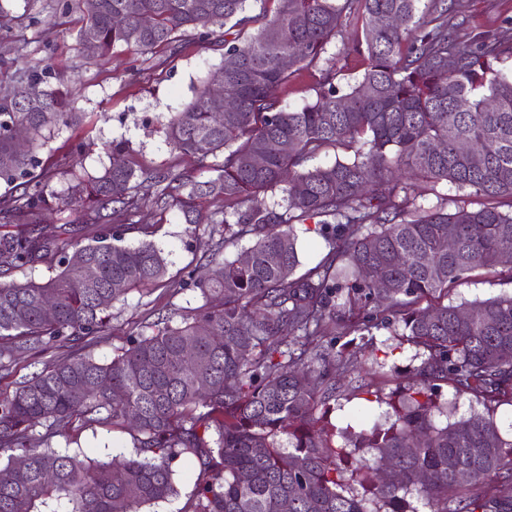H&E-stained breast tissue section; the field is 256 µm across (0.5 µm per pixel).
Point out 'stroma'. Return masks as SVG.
I'll return each mask as SVG.
<instances>
[{"instance_id": "stroma-1", "label": "stroma", "mask_w": 512, "mask_h": 512, "mask_svg": "<svg viewBox=\"0 0 512 512\" xmlns=\"http://www.w3.org/2000/svg\"><path fill=\"white\" fill-rule=\"evenodd\" d=\"M358 24L357 16L346 19L327 45L325 57L293 75L278 93L282 105L299 108L315 101L328 58L339 59L336 86H346L361 76V59L347 53ZM448 26L464 38L487 32L512 44V0H462L460 13L449 16ZM80 27L79 14L65 11L64 0H0V88L17 79L19 68H46L52 74V87L70 92L71 107L80 114L76 124L47 134L45 144L37 150L43 166L66 169L77 148L86 171L99 173L110 162L108 145L117 140L128 143L130 156L139 166L196 171L191 159L167 145L163 127L172 113L193 100L210 71L221 64L223 34L202 42L189 30L149 53L120 49L92 60L79 41ZM223 208L220 200L203 202L198 224L185 223L175 205L163 211L148 205L122 217L124 244L150 241L164 252L168 261L164 281L131 291L124 301L115 303L106 335L17 355L11 374L0 377V393H11L14 381L22 376L77 356L111 361L117 348L159 318L169 316L178 324L192 317L203 299L199 290L188 286L187 279H203L211 273L204 254L210 240L220 237L224 227L210 223L209 218ZM511 292V280L476 275L454 288L448 300L460 304ZM363 343L366 355L384 363L385 375L401 383L411 381V371L420 360L415 347L394 329L373 330ZM33 442L95 459L132 451L127 433L102 422L88 424L74 440L64 435L46 436L39 426Z\"/></svg>"}]
</instances>
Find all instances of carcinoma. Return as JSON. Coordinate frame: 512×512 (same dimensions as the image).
Segmentation results:
<instances>
[{
  "label": "carcinoma",
  "mask_w": 512,
  "mask_h": 512,
  "mask_svg": "<svg viewBox=\"0 0 512 512\" xmlns=\"http://www.w3.org/2000/svg\"><path fill=\"white\" fill-rule=\"evenodd\" d=\"M248 2L64 4L81 13L79 39L99 55L117 46L145 54L189 29L208 41L212 17L230 24L224 63L164 127L174 151L216 172L207 181L138 167L114 141L110 165L94 176L71 165L67 190L48 196L34 180L36 149L44 131L77 113L36 71L0 91V182L12 187L0 196V220L17 226L0 234V268H51L45 279L0 284L1 369L18 351L105 332L114 303L162 281L161 249L123 245L112 232L149 191L161 210L177 203L187 224L198 223L199 200H224L217 223L226 233L211 246V277L193 280L205 299L193 317L160 320L109 362L73 358L0 394V512H142L179 494L172 463L182 456L203 473L186 512H419L415 501L428 512H512V438L496 419L512 405V293L444 302L476 271L512 280V250L503 248L512 211L501 210L512 204V72L499 68L512 46L493 35L458 40L448 15L460 0H432L427 13L421 0H259L254 15ZM353 14L361 30L348 53L362 58L361 79L337 87L336 58L314 102L281 105L279 89ZM384 15L400 23L382 25ZM218 80L238 111H224ZM17 126L27 132L22 151L12 141ZM329 152L333 163L308 165ZM395 171L449 182L463 198L452 210L446 201L412 204ZM276 191L281 200L268 202ZM471 196L483 198L479 208L468 207ZM53 209L101 229L85 242L67 237L65 224L49 236L42 216ZM309 220L329 251L297 276L294 225ZM450 234L454 247L444 249ZM246 236L248 261L221 256L227 241ZM381 327L400 329L424 355L414 382L387 394L384 377L354 373L358 351L347 350ZM343 336L350 340L338 350ZM188 347L191 364L182 360ZM338 372L377 403L372 425L332 422ZM445 386L482 410L452 419ZM96 420L128 433L133 453L99 460L31 445L38 424L77 435ZM386 458L394 469H382Z\"/></svg>",
  "instance_id": "obj_1"
}]
</instances>
